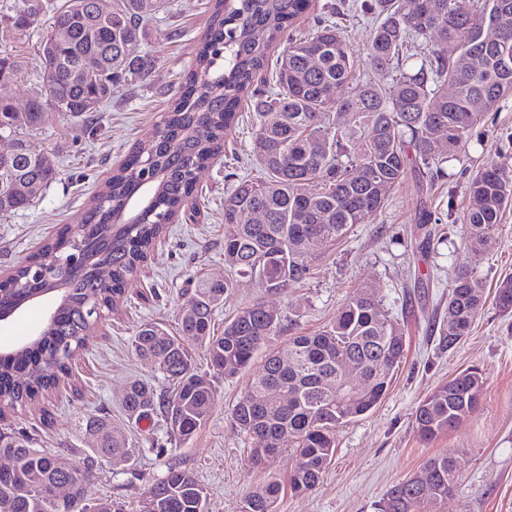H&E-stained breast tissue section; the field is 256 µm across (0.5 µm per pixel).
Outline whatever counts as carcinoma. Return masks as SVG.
<instances>
[{"label": "carcinoma", "mask_w": 512, "mask_h": 512, "mask_svg": "<svg viewBox=\"0 0 512 512\" xmlns=\"http://www.w3.org/2000/svg\"><path fill=\"white\" fill-rule=\"evenodd\" d=\"M35 12L17 13L14 24H38ZM166 0H66L41 40L42 88L24 112L0 99V135L14 140V163L0 170V215L28 208L57 171L49 161L29 156L23 130L42 123L49 103L55 111L82 116L99 111L118 86L149 75L154 60L133 56L126 46L146 36L144 19ZM211 24L201 38L195 63L185 74L182 92L165 113L154 137L135 147L91 201L83 223L66 226L58 237L12 269L0 282V306L9 307L31 292L30 268L47 254H84L71 269L59 270L65 303L38 341L0 357V403L27 408L55 388L69 364L96 332L91 308L117 312L128 281L164 237L168 224L192 202L199 171L224 149V135L250 97L255 114L253 151L264 171L261 180L242 178L224 195V263L239 277L259 280L266 291L283 293L309 274L315 251L343 237L355 224H368L382 211L390 192L420 165L441 168L463 145L466 134L512 95V29L499 25L512 16V0H374L379 21L365 48L364 62L389 82L379 86L356 73L358 59L336 24L322 20L310 36L287 35L311 0H212ZM66 30L68 38L53 35ZM286 47L274 64L276 87L253 88L259 71L269 67L270 50ZM443 46L412 67L403 59L408 44ZM87 55L104 69L75 83L70 70ZM467 56L470 64L458 66ZM17 61L0 50V82L13 79ZM453 91H448V85ZM347 85L351 96H337ZM93 101L96 106L87 107ZM352 119L345 121V114ZM152 201L139 223L116 225L139 196ZM472 206L464 224L465 247L477 255L487 235L512 206V172L495 162L478 171L469 185ZM252 213V223L239 215ZM101 264L110 279H97ZM234 280L201 278L181 307L174 331L157 323L140 324L131 341L135 355L150 365V380L126 387L121 409L139 425L156 412L181 442L206 423L216 395L214 378L238 374L274 337L283 315L257 302L224 320L214 332V316ZM499 308L512 313V275L497 284ZM486 302L485 285L468 266H459L442 316L441 341L465 336ZM203 348L209 361L198 370L185 344ZM406 336L380 310L377 286L362 285L348 296L336 320L314 335L288 337L285 349L268 355L248 381L233 409V421L253 441L260 467L285 450L292 463L288 486L295 493L315 488L336 451V428L371 411L389 390L402 362ZM361 374L360 393L342 390L343 367ZM485 378L464 370L438 385L417 406L415 424L429 442L454 429L479 405ZM80 429L92 440L83 460L64 473L55 455L33 447L24 435L0 432V454L11 455V472L0 473V512H123L110 500L89 494L94 464L111 459L134 461L139 449L127 430L105 414L91 413ZM426 486L408 477L392 485L379 512H419L421 505L443 503L459 488L452 458L434 455ZM68 481L72 496L60 502L54 487ZM281 484L269 477L243 499L241 512H278ZM146 495L155 512H208L207 492L196 477L174 466Z\"/></svg>", "instance_id": "cac0c4a2"}]
</instances>
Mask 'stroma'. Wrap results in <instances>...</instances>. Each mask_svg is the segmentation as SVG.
Here are the masks:
<instances>
[{
  "instance_id": "35a3bbf8",
  "label": "stroma",
  "mask_w": 512,
  "mask_h": 512,
  "mask_svg": "<svg viewBox=\"0 0 512 512\" xmlns=\"http://www.w3.org/2000/svg\"><path fill=\"white\" fill-rule=\"evenodd\" d=\"M362 2L313 0L293 33L312 34L318 18L332 13L347 44L362 55L375 25ZM211 3L171 0L168 10L148 24L139 48L155 61L150 75L119 86L99 112L74 117L52 111L42 125L25 131L30 148L48 155L58 175L31 206L0 216L1 273L53 239L64 225L80 224L113 169L135 144L152 136L193 64L211 21ZM21 5V0H0V49L22 64L17 77L0 84V97L20 109L41 88L43 34L39 27H15ZM240 109L243 122L227 135L223 154L200 173L192 204L129 282L119 313L100 325L87 350L72 362L70 377L52 395L39 407L8 412L0 431L30 434L36 447L71 462L82 458L91 445L80 431L84 416L104 410L114 424H121L119 400L127 384L152 375L130 348L137 326L155 321L175 327L198 274L235 281L216 313L215 330H223L225 318L256 302L289 317V333L272 341L275 349L285 348L289 334H314L334 321L355 287L377 284L382 311L400 323L406 336L402 363L381 402L337 431L335 456L318 485L302 494L283 491L279 512H376L392 484L420 472L424 461L438 454L453 458L460 488L444 503L421 512H512V314L487 300L467 336L449 349L439 342L448 289L461 261H468L490 292L512 273V207L478 256L465 258L460 236L475 173L490 161L512 170V97L473 127L444 176L409 174L371 223L354 225L343 238L318 250L307 278L284 294L266 292L254 279L233 278L224 263V195L238 179L263 174L252 152L253 109L246 100ZM422 210L432 214L433 223H417ZM47 309L41 302L0 321V346L34 334ZM473 366L486 378L478 411L449 433L423 441L415 426L418 403L441 382ZM248 377L243 371L216 380L210 417L188 442L174 440L159 416L142 421L131 434L141 449L138 460L98 466L92 496L122 503L125 512H140L146 488L174 465L204 485L210 512H240L247 493L269 474L287 476L291 464L287 454L267 471L252 464V443L231 418Z\"/></svg>"
}]
</instances>
